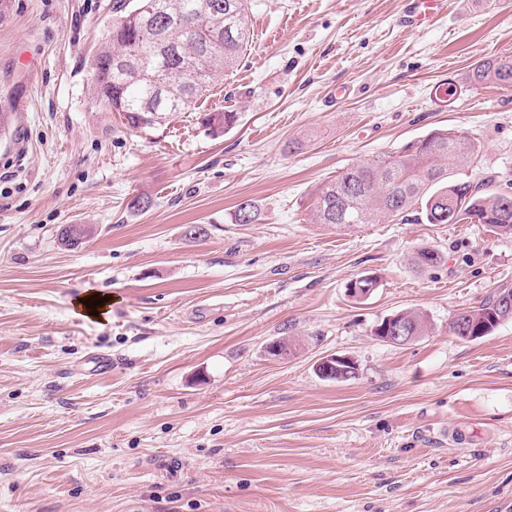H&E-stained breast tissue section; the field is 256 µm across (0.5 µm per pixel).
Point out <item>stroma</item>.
<instances>
[{
	"label": "stroma",
	"mask_w": 512,
	"mask_h": 512,
	"mask_svg": "<svg viewBox=\"0 0 512 512\" xmlns=\"http://www.w3.org/2000/svg\"><path fill=\"white\" fill-rule=\"evenodd\" d=\"M114 0H11L0 16V512H512V319L464 341L462 309L512 288V234L484 224H320L317 189L436 132L479 146L460 178L512 193V0H250L237 67L186 112L129 128L89 59ZM455 83L448 111L431 85ZM346 99L333 101L336 87ZM204 112H232L212 135ZM138 195L145 211L129 209ZM250 201L258 217L235 219ZM91 225L82 246L58 242ZM188 224L207 227L200 241ZM421 248L442 260L414 265ZM378 286L364 299L347 285ZM111 296L80 316L87 290ZM415 310L425 335L372 334ZM289 337L276 361L268 343ZM112 355V369L88 359ZM327 354L349 380L322 378ZM444 0H401L400 22L409 28L425 27L439 14ZM469 83H493L512 87V56H494L477 61L468 75ZM93 233V227L88 224H68L62 230L58 240L65 248H76L85 244ZM101 297L108 298V302L100 304V306H97L96 309H92L91 307H86L84 305V302L87 299H90V302L97 301ZM80 300H83V303H80ZM112 305V298L108 295H102L98 293L95 290H88L83 296H81L76 304L77 312L83 316L87 317L89 319H104V315H108ZM98 311V315H89V312Z\"/></svg>",
	"instance_id": "obj_1"
}]
</instances>
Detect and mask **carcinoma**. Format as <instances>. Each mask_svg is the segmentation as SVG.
<instances>
[{"label":"carcinoma","instance_id":"obj_1","mask_svg":"<svg viewBox=\"0 0 512 512\" xmlns=\"http://www.w3.org/2000/svg\"><path fill=\"white\" fill-rule=\"evenodd\" d=\"M200 0H115L112 26L91 59L92 98L107 102L131 128L154 122L160 112H184L208 88L214 76L233 68L249 39L248 0H210L222 5L213 15L197 7ZM469 83L512 87V56L477 61ZM235 121L233 112H209L201 124L222 133ZM478 146L465 132H437L413 149L389 159H369L347 167L323 184L315 202L320 224H373L418 211L428 224L463 220L487 224L512 234V195L455 177L458 166L472 160ZM93 235L88 224H69L59 243L76 248ZM465 310L476 326L504 320L497 298ZM402 317L420 336L426 318L416 311Z\"/></svg>","mask_w":512,"mask_h":512}]
</instances>
